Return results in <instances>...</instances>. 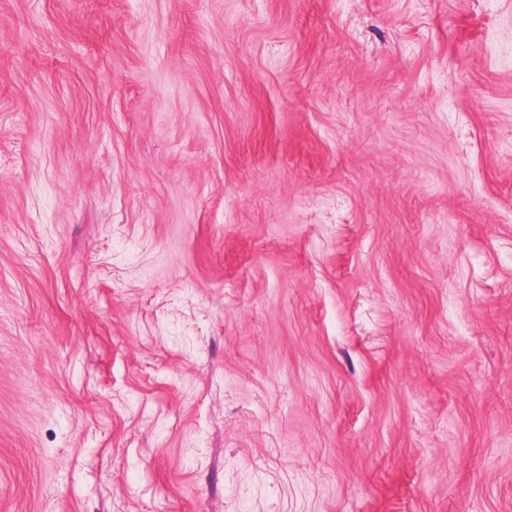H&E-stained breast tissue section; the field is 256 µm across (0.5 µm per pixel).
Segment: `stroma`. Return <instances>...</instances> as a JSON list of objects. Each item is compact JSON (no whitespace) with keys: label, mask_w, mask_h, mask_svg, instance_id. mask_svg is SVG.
Wrapping results in <instances>:
<instances>
[{"label":"stroma","mask_w":512,"mask_h":512,"mask_svg":"<svg viewBox=\"0 0 512 512\" xmlns=\"http://www.w3.org/2000/svg\"><path fill=\"white\" fill-rule=\"evenodd\" d=\"M0 512H512V0H0Z\"/></svg>","instance_id":"stroma-1"}]
</instances>
